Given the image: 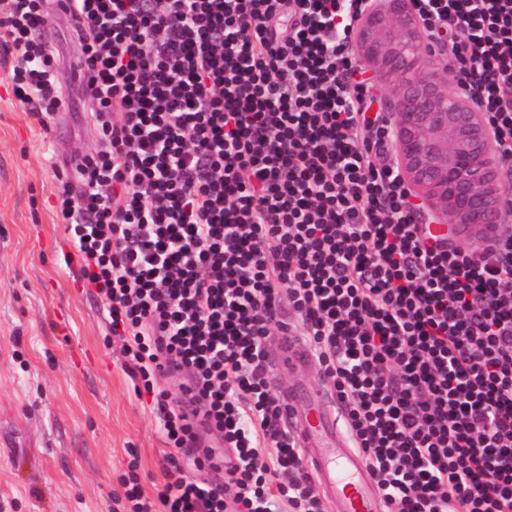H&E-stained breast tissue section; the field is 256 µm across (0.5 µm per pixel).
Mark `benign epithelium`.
<instances>
[{
  "mask_svg": "<svg viewBox=\"0 0 512 512\" xmlns=\"http://www.w3.org/2000/svg\"><path fill=\"white\" fill-rule=\"evenodd\" d=\"M421 23L410 0H367L355 28L359 58L398 78L390 104L396 161L421 192L424 224L503 223L506 190L485 117L435 73L412 76Z\"/></svg>",
  "mask_w": 512,
  "mask_h": 512,
  "instance_id": "1",
  "label": "benign epithelium"
}]
</instances>
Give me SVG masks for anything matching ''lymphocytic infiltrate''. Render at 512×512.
I'll return each mask as SVG.
<instances>
[{
  "label": "lymphocytic infiltrate",
  "instance_id": "f902f5d3",
  "mask_svg": "<svg viewBox=\"0 0 512 512\" xmlns=\"http://www.w3.org/2000/svg\"><path fill=\"white\" fill-rule=\"evenodd\" d=\"M512 167V0H411ZM365 0H71L95 76L94 152L59 179L84 287L169 447L122 512H328L284 424L266 342L294 330L388 512H512V226L423 233L392 137L364 110ZM44 0H8L12 91L66 105ZM190 386L185 412L158 378ZM233 463L223 482L196 422Z\"/></svg>",
  "mask_w": 512,
  "mask_h": 512
}]
</instances>
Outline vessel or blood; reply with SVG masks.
I'll use <instances>...</instances> for the list:
<instances>
[{
	"label": "vessel or blood",
	"instance_id": "1",
	"mask_svg": "<svg viewBox=\"0 0 512 512\" xmlns=\"http://www.w3.org/2000/svg\"><path fill=\"white\" fill-rule=\"evenodd\" d=\"M284 401L287 425L298 437L332 512H386L364 458L340 425L336 398L299 384L289 388Z\"/></svg>",
	"mask_w": 512,
	"mask_h": 512
}]
</instances>
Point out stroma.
<instances>
[{
  "mask_svg": "<svg viewBox=\"0 0 512 512\" xmlns=\"http://www.w3.org/2000/svg\"><path fill=\"white\" fill-rule=\"evenodd\" d=\"M10 66L0 50V512H112L130 459L150 493L168 447L65 260L55 186L96 147L91 104L70 93L73 120L44 131L14 98Z\"/></svg>",
  "mask_w": 512,
  "mask_h": 512,
  "instance_id": "35a3bbf8",
  "label": "stroma"
}]
</instances>
